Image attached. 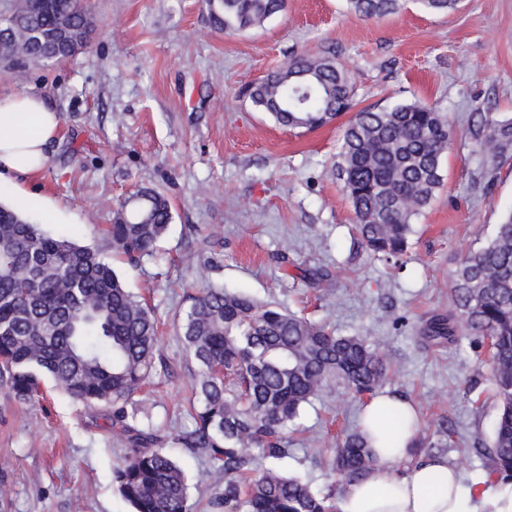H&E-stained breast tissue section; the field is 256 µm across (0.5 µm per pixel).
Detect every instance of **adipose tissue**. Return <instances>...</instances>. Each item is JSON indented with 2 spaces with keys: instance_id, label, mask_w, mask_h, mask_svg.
I'll list each match as a JSON object with an SVG mask.
<instances>
[{
  "instance_id": "obj_1",
  "label": "adipose tissue",
  "mask_w": 512,
  "mask_h": 512,
  "mask_svg": "<svg viewBox=\"0 0 512 512\" xmlns=\"http://www.w3.org/2000/svg\"><path fill=\"white\" fill-rule=\"evenodd\" d=\"M59 125V114L41 94L0 97V191L12 188L15 177L34 176L48 167ZM361 427L375 466L346 486L338 512H512V481L482 475L464 482L447 457L425 456L409 474L397 473L418 430L407 398L395 393L375 396L363 409Z\"/></svg>"
}]
</instances>
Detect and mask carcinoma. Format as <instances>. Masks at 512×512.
Instances as JSON below:
<instances>
[{
	"label": "carcinoma",
	"instance_id": "carcinoma-1",
	"mask_svg": "<svg viewBox=\"0 0 512 512\" xmlns=\"http://www.w3.org/2000/svg\"><path fill=\"white\" fill-rule=\"evenodd\" d=\"M401 0H346L364 19L395 13ZM429 13H448L460 0H419ZM226 34L262 25L285 0H205ZM94 26L87 0H0V65L21 73L30 64L63 63L84 48ZM252 104L292 129H314L354 107L343 64L296 56L245 91ZM480 147L512 154V118L479 116ZM451 135L448 117L422 103L364 108L348 123L335 164L351 203L362 247L388 262L405 253L413 221L443 183ZM172 221L169 200L142 186L119 204L107 228L115 255L137 263L153 256ZM455 309L421 329L431 342L458 341L461 330L491 338L493 384L500 404L489 449V476L512 479V211L487 244L468 251L453 274ZM187 357L198 367L194 428L177 435L184 448L204 450L224 485L209 512H335L332 495L284 476L285 430L304 405L332 383L362 398L388 380V353L363 336H344L327 323L205 285L179 326ZM158 326L100 254L44 232L0 204V386L34 403L50 378L84 405L112 407L109 428L126 440L114 478L134 512H194L181 468L141 420L142 389L156 373ZM373 458L361 430L336 451V485L365 476Z\"/></svg>",
	"mask_w": 512,
	"mask_h": 512
}]
</instances>
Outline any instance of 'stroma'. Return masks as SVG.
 Here are the masks:
<instances>
[{
	"label": "stroma",
	"instance_id": "stroma-1",
	"mask_svg": "<svg viewBox=\"0 0 512 512\" xmlns=\"http://www.w3.org/2000/svg\"><path fill=\"white\" fill-rule=\"evenodd\" d=\"M402 3L366 20L346 0H286L263 26L227 37L203 0H90L95 26L73 58L28 67L21 79L0 66L1 95L38 92L62 117L51 165L16 181L55 206L48 233L108 256L106 230L130 192L149 186L171 202L157 257L116 270L159 323L164 370L146 385L142 411L192 501L222 484L205 453L174 442L194 427L196 368L179 316L205 281L383 343L387 391L419 413L415 456L447 457L467 479L488 468L497 404L486 349L470 338L429 343L421 329L452 310L460 255L490 241L512 210V159L491 158L473 138L479 114L512 116V0H462L449 14ZM302 54L344 64L357 107L422 102L448 116L443 186L398 265L366 257L331 174L347 116L289 129L243 95ZM41 387L36 404L0 387V512H132L113 479L123 444L107 428L108 407L78 404L50 381ZM363 407L336 383L306 404L288 428L282 471L341 497L336 443Z\"/></svg>",
	"mask_w": 512,
	"mask_h": 512
}]
</instances>
